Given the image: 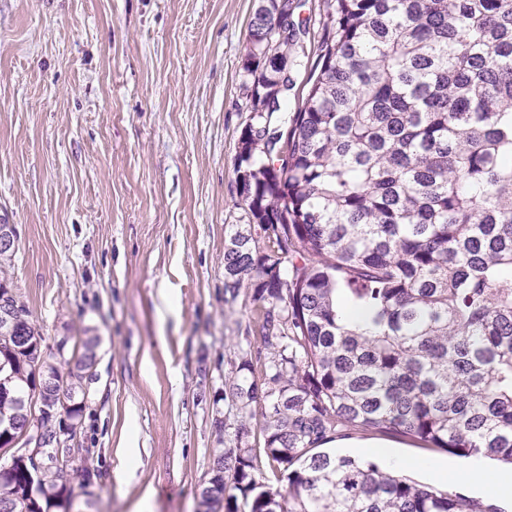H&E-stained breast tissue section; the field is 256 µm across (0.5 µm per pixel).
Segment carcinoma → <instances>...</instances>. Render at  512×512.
<instances>
[{
  "label": "carcinoma",
  "mask_w": 512,
  "mask_h": 512,
  "mask_svg": "<svg viewBox=\"0 0 512 512\" xmlns=\"http://www.w3.org/2000/svg\"><path fill=\"white\" fill-rule=\"evenodd\" d=\"M318 61L285 111L291 13L262 0L244 46L251 111L237 162L248 229L224 243V290L250 291L264 360L265 454L285 492L257 479L249 448L216 454L206 512H495L350 456L318 452L339 427L399 435L512 465V0H324ZM358 309L365 325L347 321ZM0 512L72 506L74 444L32 475L19 434L54 437L58 395L76 439L98 337L49 361L22 296L0 276ZM40 390L43 402H34Z\"/></svg>",
  "instance_id": "1"
}]
</instances>
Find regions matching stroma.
<instances>
[{
    "instance_id": "35a3bbf8",
    "label": "stroma",
    "mask_w": 512,
    "mask_h": 512,
    "mask_svg": "<svg viewBox=\"0 0 512 512\" xmlns=\"http://www.w3.org/2000/svg\"><path fill=\"white\" fill-rule=\"evenodd\" d=\"M288 108L317 62L323 0H295ZM259 0H0V212L7 276L52 348L99 338L83 381L82 452L65 471L82 512H199L218 448L263 453L260 404L236 438L224 398L257 350L247 290L224 292V238L249 119L242 69ZM227 423L218 433L215 419ZM124 480H116V472Z\"/></svg>"
}]
</instances>
